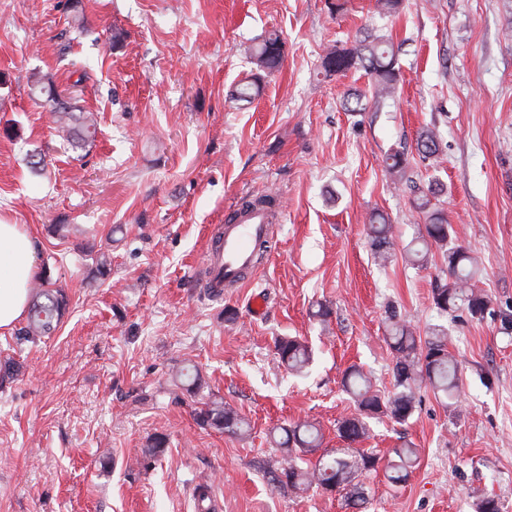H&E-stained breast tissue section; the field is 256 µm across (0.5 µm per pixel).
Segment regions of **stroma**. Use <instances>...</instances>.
I'll list each match as a JSON object with an SVG mask.
<instances>
[{
	"mask_svg": "<svg viewBox=\"0 0 512 512\" xmlns=\"http://www.w3.org/2000/svg\"><path fill=\"white\" fill-rule=\"evenodd\" d=\"M375 3L336 17L326 0H0V218L37 240L69 300L49 335L0 329V367L16 368L0 376V512H196L203 482L214 512H353L341 494L277 483L286 453L270 434L308 419L341 447L336 422L355 412L344 370L392 388L390 309L419 336L447 328L461 399L443 406L422 384L408 424L370 420L363 447L385 458L408 439L421 458L396 487L368 473L361 512H475L487 494L512 512V331L496 316L512 309V0H407L392 20ZM362 28L399 46L401 76L383 108L348 112L344 92L368 76L328 77L320 60ZM270 30L286 43L279 71L253 102L231 100L253 70L244 46ZM47 80L94 113V142L57 133L31 93ZM426 126L443 140L436 163L416 152ZM400 147L420 186L444 183L453 241L483 262L484 319L435 308L441 250L423 268L405 259L424 225L385 169ZM258 195L279 204L276 234L250 282L214 295L201 284L207 245ZM374 212L395 229L385 265L366 235ZM279 336L312 346L306 374L280 365ZM192 365L246 435L197 424L177 378ZM159 434L165 448L145 456Z\"/></svg>",
	"mask_w": 512,
	"mask_h": 512,
	"instance_id": "stroma-1",
	"label": "stroma"
}]
</instances>
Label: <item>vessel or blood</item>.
Instances as JSON below:
<instances>
[{
  "mask_svg": "<svg viewBox=\"0 0 512 512\" xmlns=\"http://www.w3.org/2000/svg\"><path fill=\"white\" fill-rule=\"evenodd\" d=\"M272 229L269 216L261 210L250 213L242 222L224 224L215 245L204 256L206 287L218 295L244 284L256 266L254 243L268 240Z\"/></svg>",
  "mask_w": 512,
  "mask_h": 512,
  "instance_id": "obj_1",
  "label": "vessel or blood"
}]
</instances>
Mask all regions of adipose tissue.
<instances>
[{
	"mask_svg": "<svg viewBox=\"0 0 512 512\" xmlns=\"http://www.w3.org/2000/svg\"><path fill=\"white\" fill-rule=\"evenodd\" d=\"M37 244L20 224L0 220V328L12 327L25 313L28 288L36 275Z\"/></svg>",
	"mask_w": 512,
	"mask_h": 512,
	"instance_id": "obj_1",
	"label": "adipose tissue"
}]
</instances>
